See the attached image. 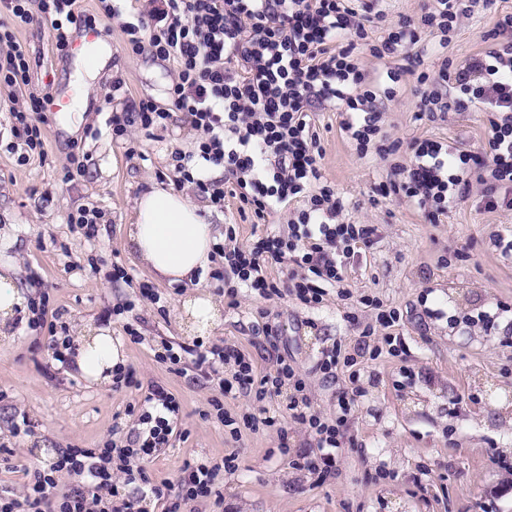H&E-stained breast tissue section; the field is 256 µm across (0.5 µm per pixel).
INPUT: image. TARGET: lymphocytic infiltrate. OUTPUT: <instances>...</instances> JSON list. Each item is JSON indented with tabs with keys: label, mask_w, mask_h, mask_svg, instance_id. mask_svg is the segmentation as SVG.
Here are the masks:
<instances>
[{
	"label": "lymphocytic infiltrate",
	"mask_w": 512,
	"mask_h": 512,
	"mask_svg": "<svg viewBox=\"0 0 512 512\" xmlns=\"http://www.w3.org/2000/svg\"><path fill=\"white\" fill-rule=\"evenodd\" d=\"M496 2L432 0L420 17L400 19L387 37L375 41L369 32L382 13L368 0H162L161 6L130 14L122 32L129 52L147 47L173 63L171 105L142 99L113 113L112 136L125 137L132 127L164 130L174 113H185L199 139L196 155L172 152L177 183L192 184L218 208L225 198L238 199L240 215L257 224L297 204L287 235L266 233L246 247L219 243L215 251L224 257L225 275L260 298L286 295L318 306L325 285L344 282L351 259L372 245L378 228L345 223L342 198L323 183V149L312 118L316 102L336 106L342 130L363 156L381 138L384 100L392 99L405 79L414 83L419 116L433 120L481 105L489 127L477 151L432 139H382L380 156L401 153L405 159L394 164L377 194L405 197L434 223L471 197L478 183L485 209L512 210V12L500 13L484 49L465 64L455 67L444 58L436 68L424 65L429 45L447 47L462 20ZM36 22L49 24L51 45L62 53L71 25L89 26L94 18L79 11L78 0H0V44L7 47L0 54V88L28 86L33 59L17 34ZM364 49L377 60L394 59V66L377 74L366 71L359 61ZM46 100L34 94L28 107L9 110L17 144L42 160ZM195 157L223 167V179L192 167ZM274 264L285 266L283 278L271 277ZM187 355L199 369L234 362L238 390L256 401L287 395L289 420L314 433L321 452L319 459H304V469L332 467L353 394L341 392L335 417L325 419L312 411L305 382L290 364L260 375L249 359L228 348L199 344L182 355L163 340L154 352L157 361L174 365ZM145 402L140 427L123 448H60L49 469L35 461L20 465L23 490L1 487L0 512H148L152 500L161 512H179L182 502L211 497L221 476L236 470V455L186 461V478L176 492L152 485L145 465L168 447L179 404L158 385ZM63 476L73 478L74 487H63Z\"/></svg>",
	"instance_id": "1"
}]
</instances>
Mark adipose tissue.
Here are the masks:
<instances>
[{
    "instance_id": "adipose-tissue-1",
    "label": "adipose tissue",
    "mask_w": 512,
    "mask_h": 512,
    "mask_svg": "<svg viewBox=\"0 0 512 512\" xmlns=\"http://www.w3.org/2000/svg\"><path fill=\"white\" fill-rule=\"evenodd\" d=\"M127 243L159 277L179 283L211 264L215 232L186 195L156 185L135 200ZM124 362L123 343L108 328L81 337L74 356L84 377L102 383L111 382L113 368Z\"/></svg>"
}]
</instances>
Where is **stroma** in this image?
<instances>
[{"label": "stroma", "instance_id": "obj_1", "mask_svg": "<svg viewBox=\"0 0 512 512\" xmlns=\"http://www.w3.org/2000/svg\"><path fill=\"white\" fill-rule=\"evenodd\" d=\"M82 7L95 16L111 56L93 80L99 93L90 97L78 128L68 129L61 115L51 114L46 160L22 165L17 152L7 149L13 137L8 108L0 105V264L13 267L25 300L46 301L58 335L75 341L90 328L106 326L123 337L126 366L137 384L101 386L85 379L73 361H48L47 331L10 317L4 330L15 340L0 345V485L20 481L15 465L33 458L49 465L59 448L125 444L149 387L159 384L180 404L178 434L148 467L150 482L174 489L185 460L236 454L238 468L225 474L221 486L224 512H512V404L506 399L512 394V259L502 256L492 237L512 226V210L487 211L467 200L432 224L406 198L373 202L374 186L389 177V161L372 152L358 155L336 109L319 105L322 174L343 198L347 221L378 227L342 287H327L316 308L242 289L232 308L227 286L215 277L224 268L219 255L198 275V289L168 283L130 252L126 227L135 198L150 184L175 188L168 156L175 149L195 152L198 134L180 121L152 137L134 128L127 139L113 140V111L144 98L168 105L173 66L150 50H125L122 16L131 11V0H123L114 17L103 14L98 0H83ZM502 10H512V0L463 23L451 36L448 58L461 64L480 52L483 35ZM84 33L71 27L73 47L60 54L51 49L46 24L18 32L43 63L33 69L29 86L15 93L17 106L45 89L71 97L69 80L80 65ZM412 88V82L400 83L384 103L383 128L391 138H428L462 150L482 144L486 113L472 108L442 121L418 118ZM76 147L88 157V172L68 181L64 168ZM191 200L213 224L217 242H252L257 227L240 217L235 199L220 209L196 194ZM82 208L104 214L94 239L69 222ZM116 264L130 271L131 281L111 279ZM143 282L161 292L163 308L139 300ZM198 290L218 302L221 312L203 333L183 310ZM365 296L377 299V307L363 305ZM130 300L135 307L122 319L105 318L106 310ZM382 308L402 316L399 354H389L383 340L377 321ZM128 323L139 339L126 337ZM162 339L177 347L234 349L261 374L286 360L304 378L312 410L328 418L336 413L337 394L350 386V370L339 367L335 378L326 379L312 367L331 349L359 353L361 395L336 452L335 471L321 479L279 455L284 435L293 453H316L313 436L297 427L283 433L241 424L243 414L259 408L286 419V397L256 405L238 390L220 393L217 382L232 379L233 365L215 373L157 362L152 347ZM214 397L219 406L211 405ZM221 411L238 419L237 429L224 426ZM21 413L33 424L32 435H14Z\"/></svg>", "mask_w": 512, "mask_h": 512}]
</instances>
